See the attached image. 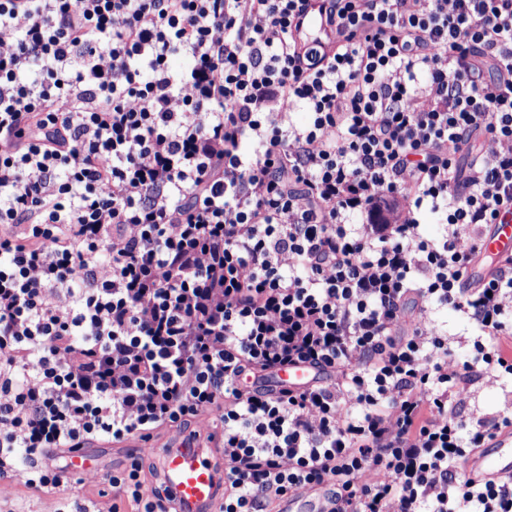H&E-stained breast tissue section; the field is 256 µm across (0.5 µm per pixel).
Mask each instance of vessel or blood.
Listing matches in <instances>:
<instances>
[{"label":"vessel or blood","mask_w":512,"mask_h":512,"mask_svg":"<svg viewBox=\"0 0 512 512\" xmlns=\"http://www.w3.org/2000/svg\"><path fill=\"white\" fill-rule=\"evenodd\" d=\"M329 32L319 12L317 0H311L300 18L293 36L296 41L315 43L326 41ZM481 255L499 259L512 255V210L501 212L481 244ZM221 455L216 448L205 447L199 438L182 433L173 438L156 455L157 469L170 489L179 512H213L220 498L219 478ZM468 474L482 482L512 479V430L496 434L485 448L466 462ZM322 492L316 489L287 494L278 512H327Z\"/></svg>","instance_id":"b4317fda"}]
</instances>
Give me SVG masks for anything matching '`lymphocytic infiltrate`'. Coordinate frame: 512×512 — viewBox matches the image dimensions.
I'll return each mask as SVG.
<instances>
[{
  "instance_id": "obj_1",
  "label": "lymphocytic infiltrate",
  "mask_w": 512,
  "mask_h": 512,
  "mask_svg": "<svg viewBox=\"0 0 512 512\" xmlns=\"http://www.w3.org/2000/svg\"><path fill=\"white\" fill-rule=\"evenodd\" d=\"M322 2L327 49L307 0H0L1 476L208 412L223 512H512L455 478L512 428L455 411L512 384V256L466 280L512 208V0ZM297 365L327 378L264 386ZM108 481L176 512L139 462ZM319 4V2H310L306 12L301 16L297 30L293 31L297 42L312 44L320 41L323 43L329 36V31L319 12ZM422 314V321L426 324L436 323L448 330L449 337H459L468 328L467 321L455 310L448 306L446 309L430 306ZM326 502L318 489H305L287 494L281 500L277 512H328Z\"/></svg>"
}]
</instances>
